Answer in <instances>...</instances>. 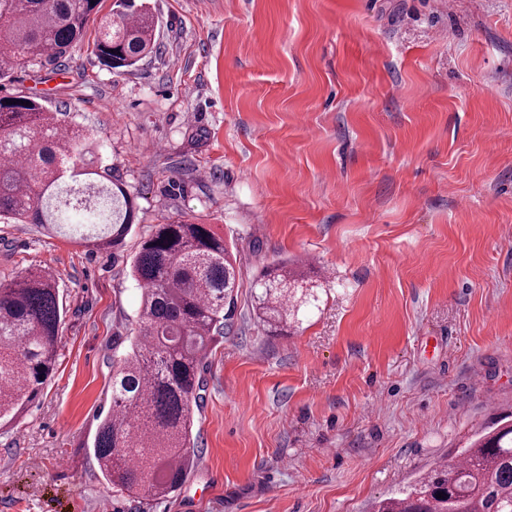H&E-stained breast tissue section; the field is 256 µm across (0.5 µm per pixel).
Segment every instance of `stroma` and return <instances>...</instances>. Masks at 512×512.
Instances as JSON below:
<instances>
[{
  "mask_svg": "<svg viewBox=\"0 0 512 512\" xmlns=\"http://www.w3.org/2000/svg\"><path fill=\"white\" fill-rule=\"evenodd\" d=\"M157 49L113 71L81 45L0 92L90 127L135 204L88 250L0 224V282L58 277L59 357L0 428V512H372L512 417V0H146ZM218 225L238 255L203 360L195 465L164 499L103 477L90 442L140 290L149 225ZM302 261L317 306L253 311ZM295 273L288 272V264L267 267L256 280L255 287V311L257 317L272 332L278 328L288 326L291 320H298L302 305H298L295 296L291 292V280ZM292 275V276H291Z\"/></svg>",
  "mask_w": 512,
  "mask_h": 512,
  "instance_id": "35a3bbf8",
  "label": "stroma"
}]
</instances>
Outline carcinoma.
<instances>
[{"mask_svg": "<svg viewBox=\"0 0 512 512\" xmlns=\"http://www.w3.org/2000/svg\"><path fill=\"white\" fill-rule=\"evenodd\" d=\"M157 26L136 0H119L105 15L100 0H0V80L21 66L67 59L91 27L104 66L132 67L156 50ZM99 149L90 130L61 124L38 101L0 96V158L9 160L0 165V223L66 232L87 248L119 244L133 224V201L95 165ZM79 185L96 193L94 209L63 200ZM131 273L142 291L137 334L112 363L110 408L98 415L91 448L112 486L161 499L190 473L203 359L232 319L239 269L214 225L181 220L150 226ZM290 277L281 263L256 280L257 317L274 332L301 310ZM62 314L52 273L0 283V427L53 373ZM374 512H512V423L495 424L453 464L433 467Z\"/></svg>", "mask_w": 512, "mask_h": 512, "instance_id": "carcinoma-1", "label": "carcinoma"}]
</instances>
